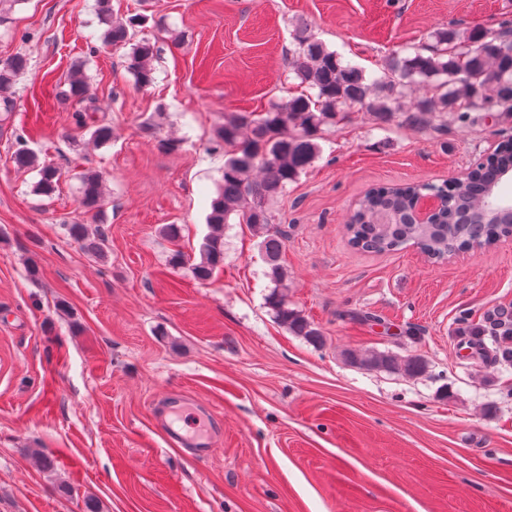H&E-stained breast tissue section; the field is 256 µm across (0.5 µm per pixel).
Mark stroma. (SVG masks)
I'll list each match as a JSON object with an SVG mask.
<instances>
[{
	"mask_svg": "<svg viewBox=\"0 0 512 512\" xmlns=\"http://www.w3.org/2000/svg\"><path fill=\"white\" fill-rule=\"evenodd\" d=\"M94 7L0 12V62L29 60L0 122V512H512V367L470 357L455 334L460 311L512 308V239L433 263L414 247L358 251L344 230L368 189L449 181L492 154L512 115L452 117L437 138L356 110L325 133L320 159L270 205L288 299L321 344L276 321L248 225H225L211 281L191 273L224 166L207 142L225 113L299 93V25L376 73L444 26L499 33L512 0H112L114 18L145 16L138 35L157 47L145 88L130 46H102ZM79 64L98 107L86 126L68 94ZM96 124L110 143L92 142ZM169 137L178 150L159 148ZM20 139L61 168L52 196L12 163ZM79 163L103 176L95 220L78 204ZM93 220L101 256L66 231ZM167 224L183 228L182 264ZM365 349L427 369L409 378L345 357ZM171 395L214 410L208 457L153 420Z\"/></svg>",
	"mask_w": 512,
	"mask_h": 512,
	"instance_id": "stroma-1",
	"label": "stroma"
}]
</instances>
